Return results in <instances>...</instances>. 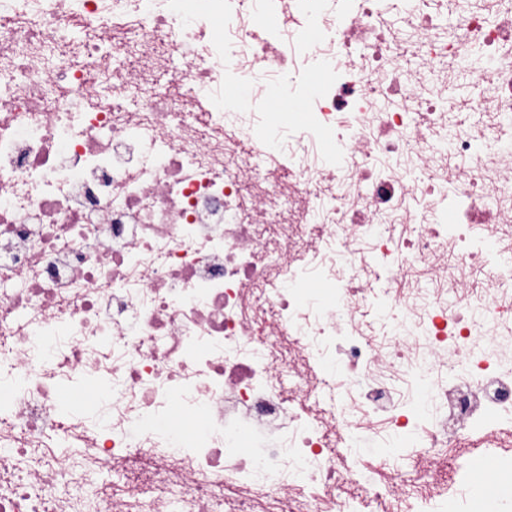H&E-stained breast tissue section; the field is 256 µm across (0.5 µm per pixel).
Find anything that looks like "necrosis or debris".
<instances>
[{
  "mask_svg": "<svg viewBox=\"0 0 512 512\" xmlns=\"http://www.w3.org/2000/svg\"><path fill=\"white\" fill-rule=\"evenodd\" d=\"M422 2L0 0V512H462L474 438L512 475V0ZM80 379L108 426L58 417ZM57 429L122 483L20 470ZM366 433L414 471L357 495L326 451Z\"/></svg>",
  "mask_w": 512,
  "mask_h": 512,
  "instance_id": "necrosis-or-debris-1",
  "label": "necrosis or debris"
}]
</instances>
